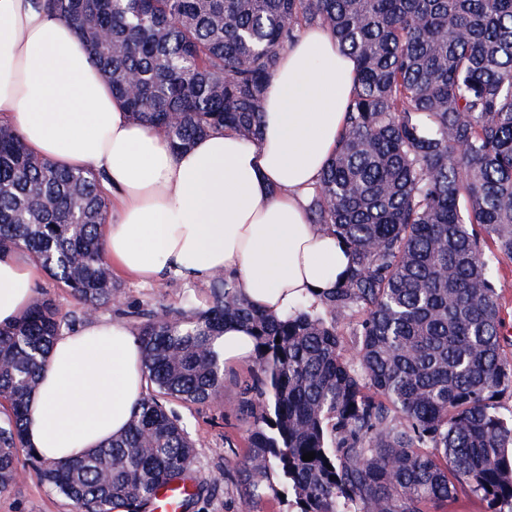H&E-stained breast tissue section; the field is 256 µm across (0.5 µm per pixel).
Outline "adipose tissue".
<instances>
[{"label": "adipose tissue", "mask_w": 512, "mask_h": 512, "mask_svg": "<svg viewBox=\"0 0 512 512\" xmlns=\"http://www.w3.org/2000/svg\"><path fill=\"white\" fill-rule=\"evenodd\" d=\"M358 63L321 26L281 53L260 140L218 129L174 150L134 122L72 25L0 0V122L37 156L91 168L111 199L110 264L144 280L231 274L255 307L281 316L336 288L352 255L310 224L315 184L336 151ZM42 270L0 257V326L35 296ZM126 322L94 317L55 337L29 401L25 440L46 463L91 453L127 429L146 382Z\"/></svg>", "instance_id": "ef3b65f1"}]
</instances>
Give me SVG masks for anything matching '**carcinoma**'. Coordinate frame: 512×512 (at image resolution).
Listing matches in <instances>:
<instances>
[{"instance_id":"carcinoma-1","label":"carcinoma","mask_w":512,"mask_h":512,"mask_svg":"<svg viewBox=\"0 0 512 512\" xmlns=\"http://www.w3.org/2000/svg\"><path fill=\"white\" fill-rule=\"evenodd\" d=\"M74 25L130 117L182 149L225 127L253 139L280 53L310 26L359 61L311 223L355 261L312 304L276 317L232 279L208 305L135 312L146 393L128 430L56 465L27 448L73 512H149L194 472L173 404L224 396V324L254 337L246 454L225 463L248 512H438L465 490L512 512V357L485 251L512 260V0H35ZM108 199L91 169L56 166L0 124V254L21 251L81 305L112 308ZM359 315L355 358L338 325ZM74 319L48 291L0 328V492L16 483L25 410ZM315 453L311 461L303 454Z\"/></svg>"}]
</instances>
